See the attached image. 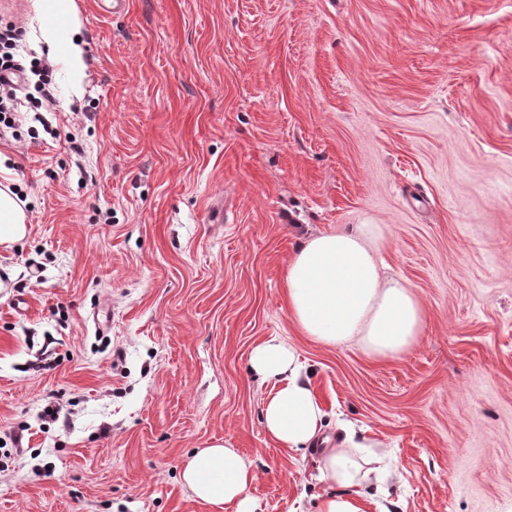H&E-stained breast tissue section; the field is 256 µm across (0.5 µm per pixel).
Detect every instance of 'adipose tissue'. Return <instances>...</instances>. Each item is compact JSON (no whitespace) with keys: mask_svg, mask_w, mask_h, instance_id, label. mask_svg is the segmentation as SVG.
<instances>
[{"mask_svg":"<svg viewBox=\"0 0 512 512\" xmlns=\"http://www.w3.org/2000/svg\"><path fill=\"white\" fill-rule=\"evenodd\" d=\"M384 224H356L306 239L288 263V312L300 333L325 345L355 343L374 359L407 353L422 336L426 312L415 289L387 276L380 257L388 241ZM252 371L272 389L263 401L266 433L298 451L313 447L324 429L326 412L297 349L269 339L250 355ZM355 430L343 443L325 449L319 479L327 489L317 512H388L383 501L389 471L381 453L357 452ZM258 473L237 449L215 443L196 449L181 472L192 498L222 512H255L249 493Z\"/></svg>","mask_w":512,"mask_h":512,"instance_id":"ef3b65f1","label":"adipose tissue"}]
</instances>
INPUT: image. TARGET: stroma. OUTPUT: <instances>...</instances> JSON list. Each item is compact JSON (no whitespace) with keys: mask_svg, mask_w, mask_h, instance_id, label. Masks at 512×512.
I'll return each instance as SVG.
<instances>
[{"mask_svg":"<svg viewBox=\"0 0 512 512\" xmlns=\"http://www.w3.org/2000/svg\"><path fill=\"white\" fill-rule=\"evenodd\" d=\"M39 3L0 0L58 131L0 138L27 215L0 245V512H213L179 475L216 442L258 512H315L320 449L261 423L273 337L387 446L394 512H512V0ZM353 224L389 225L385 271L425 305L401 357L288 314L292 254Z\"/></svg>","mask_w":512,"mask_h":512,"instance_id":"obj_1","label":"stroma"}]
</instances>
